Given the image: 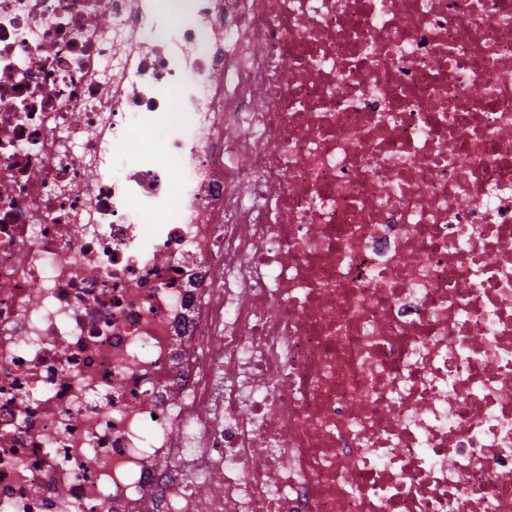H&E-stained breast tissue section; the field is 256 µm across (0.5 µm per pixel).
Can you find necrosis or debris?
<instances>
[{
	"instance_id": "4bbe7bcc",
	"label": "necrosis or debris",
	"mask_w": 512,
	"mask_h": 512,
	"mask_svg": "<svg viewBox=\"0 0 512 512\" xmlns=\"http://www.w3.org/2000/svg\"><path fill=\"white\" fill-rule=\"evenodd\" d=\"M0 512H512V0H0Z\"/></svg>"
}]
</instances>
